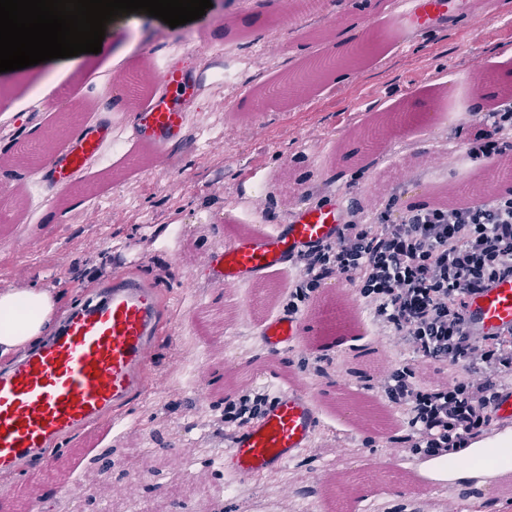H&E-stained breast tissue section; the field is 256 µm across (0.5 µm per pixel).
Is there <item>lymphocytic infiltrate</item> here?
<instances>
[{"label":"lymphocytic infiltrate","mask_w":512,"mask_h":512,"mask_svg":"<svg viewBox=\"0 0 512 512\" xmlns=\"http://www.w3.org/2000/svg\"><path fill=\"white\" fill-rule=\"evenodd\" d=\"M469 181L478 196L437 191L428 204L408 208L381 229L349 220L336 244L307 255L289 293V310L308 305L321 280L357 282L361 309L380 329L398 336L429 363L426 371L390 366L375 374V389L388 405L405 406L415 452L443 456L462 447L493 420L498 390L512 383V351L471 341L463 328L465 297L512 272V188L498 190L487 169L512 174V101H499L471 123ZM466 367L450 370L449 362ZM224 419L241 425L259 416L266 392L228 377Z\"/></svg>","instance_id":"1"}]
</instances>
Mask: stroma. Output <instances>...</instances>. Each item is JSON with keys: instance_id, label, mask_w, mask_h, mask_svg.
Returning <instances> with one entry per match:
<instances>
[{"instance_id": "obj_1", "label": "stroma", "mask_w": 512, "mask_h": 512, "mask_svg": "<svg viewBox=\"0 0 512 512\" xmlns=\"http://www.w3.org/2000/svg\"><path fill=\"white\" fill-rule=\"evenodd\" d=\"M213 6L191 24L169 27L145 13L114 17L112 44L140 43L155 57H170L188 72L202 71L205 53L187 52L177 43L191 29L205 28L206 40L229 45L238 85L214 87L191 102L193 122L207 126L206 143L187 130L171 146L163 166H154L136 135L142 97L113 87L112 67L103 57L61 71L45 100L26 95L28 79L0 73L8 111H0V146L29 142L35 126L54 125L66 111L112 115L121 140L89 170L99 186L94 204L74 202L57 189L60 220L32 210L0 218V281L23 287L57 289L59 315L93 296L113 272L154 284L173 318L158 339L147 367L160 386L150 387L128 405L126 435L115 436L110 422L93 434H77L59 454L83 471L84 482L52 483L33 512H66L80 502L96 512L99 500L89 486L109 481L112 512H125V498L142 494L154 512H203L210 496L222 499V512H302L298 493L311 485L323 512H432V480L418 476L420 454L404 447L405 426L393 428V442L355 429L341 414L329 413L311 448L279 472L239 482L219 466L196 467L192 478L206 494L186 495L176 485L175 469L158 471L145 484L132 486L128 472L105 477L94 456L134 457L156 463L185 455L187 449L214 451L234 431L224 422V396L210 388L206 406L195 402V389L176 386L178 367L193 361L201 376L217 379L232 370L260 388L269 369L284 378L302 379L328 404L339 395L364 398L370 383L354 370L357 357L376 337L373 318L363 314L361 334L325 353L302 345L269 359L259 346L254 322L268 305L264 290L241 288L252 306L240 319L221 324L224 293L216 288L207 263L243 224L249 223L251 198L267 194L270 223H289L299 200L313 203L345 193L353 200L377 195V213L398 219L407 207L426 202L441 184L464 185L466 113L488 109L496 94L512 88V0H459L453 23L412 34L404 51L390 45L384 24L391 0H325L326 21L291 28L279 0H212ZM366 37L356 60L310 83L299 97L276 90L286 78L315 58L336 54L339 40ZM484 84H475L474 72ZM253 119L241 112L251 106ZM290 180H282V171ZM191 289H184V282ZM322 366L316 374L314 366ZM348 387L338 393L336 380ZM444 512L465 500L475 512H512V492L494 484L444 486Z\"/></svg>"}]
</instances>
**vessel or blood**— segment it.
<instances>
[{"label": "vessel or blood", "instance_id": "b4317fda", "mask_svg": "<svg viewBox=\"0 0 512 512\" xmlns=\"http://www.w3.org/2000/svg\"><path fill=\"white\" fill-rule=\"evenodd\" d=\"M450 0H412L399 5L392 44L404 49L402 31L452 23ZM154 92L139 114V138L156 162L180 141L188 124L189 97L199 81L174 66L155 69ZM116 140L111 121L95 119L63 139L51 163L35 173L36 181L52 187L83 181ZM258 222L245 226L211 256L218 287L236 289L299 268L303 257L339 240L348 207L344 197L301 208L286 224L263 226L265 204L251 201ZM317 311L282 312L257 323L267 355H275L310 335ZM164 311L155 287L116 277L80 309L68 314L59 335L36 353L0 371V472L54 448L81 430H91L107 415L122 411L144 393V374ZM464 327L481 341L512 334V273L487 282L466 299ZM325 404L300 384H278L263 412L235 431L220 452L226 475L248 481L282 469L313 444Z\"/></svg>", "mask_w": 512, "mask_h": 512}]
</instances>
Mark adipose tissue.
<instances>
[{"mask_svg":"<svg viewBox=\"0 0 512 512\" xmlns=\"http://www.w3.org/2000/svg\"><path fill=\"white\" fill-rule=\"evenodd\" d=\"M60 296L51 288L0 287V365L25 356L51 336L55 329ZM512 458V427L493 434H479L466 447L448 453L441 461L450 477H492L498 466H479L477 454Z\"/></svg>","mask_w":512,"mask_h":512,"instance_id":"1","label":"adipose tissue"}]
</instances>
